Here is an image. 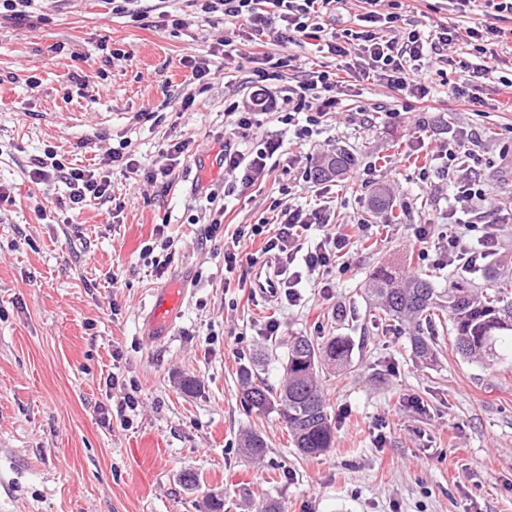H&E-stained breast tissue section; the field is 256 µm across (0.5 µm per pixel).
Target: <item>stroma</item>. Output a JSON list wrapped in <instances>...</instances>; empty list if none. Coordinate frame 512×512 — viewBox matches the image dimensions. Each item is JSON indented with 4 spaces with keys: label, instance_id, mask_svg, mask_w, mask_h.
I'll return each instance as SVG.
<instances>
[{
    "label": "stroma",
    "instance_id": "obj_1",
    "mask_svg": "<svg viewBox=\"0 0 512 512\" xmlns=\"http://www.w3.org/2000/svg\"><path fill=\"white\" fill-rule=\"evenodd\" d=\"M135 7L134 18L113 12L110 0H36L31 17L0 22V512H200L211 494L224 512H255L271 499L283 512H512V348L490 368L464 359L444 317L429 330L437 361H420L367 291L382 265L436 275L442 288L463 276L486 284L482 274L419 255L413 225L447 223L458 207L452 180L420 181L429 162L422 136L460 140L481 159L498 257L512 259V95L500 85L512 74V43L495 44L486 58L489 72L473 89L477 108L447 97L429 70V103L353 78L337 89L339 113L311 141L267 118L254 128L256 138L282 139L304 168L352 152L355 166L329 183L335 221L371 227L343 256L332 288L304 282L300 305L291 306L225 288L224 240L203 238L211 205L225 207L228 227L252 224L279 187L270 177L223 194L221 141L231 127L224 103L248 99L252 88L248 67L225 63L216 50L222 13L185 0ZM163 10L183 15L184 26L156 27ZM403 15L425 32L481 20L447 0H411ZM190 57L208 58L206 87L190 83ZM191 95L196 104L185 107ZM149 112L164 121H147ZM184 139L191 151L167 192L108 167L115 202L74 210L63 178L35 184L28 174L45 150L88 169L98 148L121 141L151 168L168 141ZM381 188L391 209L372 204ZM158 224L180 250L160 278L139 257ZM176 285L183 302L160 339L149 322L153 296ZM271 319L279 335H265ZM301 335L354 344L346 371L320 375L334 445L316 458L301 455L276 414L248 411L238 384L241 366L261 354L264 378L278 384L286 340ZM112 373L140 389L126 425L119 394L106 385ZM185 377L197 380L196 392H183ZM245 429L268 443L261 464L239 452ZM187 470L199 477L195 488L181 481Z\"/></svg>",
    "mask_w": 512,
    "mask_h": 512
}]
</instances>
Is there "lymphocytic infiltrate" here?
<instances>
[{
	"mask_svg": "<svg viewBox=\"0 0 512 512\" xmlns=\"http://www.w3.org/2000/svg\"><path fill=\"white\" fill-rule=\"evenodd\" d=\"M200 4L203 12L222 13L225 24L237 27L250 47L247 55H240L231 38L222 40V51L227 60L246 58L251 66L252 81L257 98L250 101H232L224 108L233 116L232 135L249 137L258 116L275 114L278 122L292 126L300 141H309L317 132L324 117L336 111L339 100L335 94L339 73L355 74L363 79H376L406 96L422 101L430 90L422 76L423 68L437 69L447 75L449 68H459L468 80L481 79L487 74L486 65L454 59L449 51L457 42L470 46L472 53L484 55L490 44L505 39V32L495 21L502 13L512 14V0H453L459 7H480L485 19L478 25L458 31L440 26L431 35L420 30L401 31L403 0H359L362 8L359 28L342 32L327 31L324 20L347 9L350 0H186ZM321 42L328 54L340 58L338 72L326 69L306 71L302 68L296 47L307 40ZM296 72L295 84H289L285 95H276L275 89L287 82L289 72ZM186 140L170 142L163 150L166 167L142 171L139 161L124 148L108 147L99 156L100 166L122 164L126 172L143 173L150 184L169 189L172 162L178 161L189 150ZM432 165L422 167L419 178L429 182L431 177L455 178L457 197L463 213L469 215L464 231L440 230L438 225H415L413 235L421 243L420 256L436 265L463 264L464 268H479L481 262L498 250L495 227L489 220L491 211L484 184L478 173H462L459 146H439L433 149ZM224 169L231 175L228 190L250 187L266 180L274 171L288 174L295 170L297 158L281 141H266L263 145L244 151L225 144ZM59 174L69 189L68 199L74 205L93 200L112 198L111 182L98 169L68 167L57 151L50 150L35 157L29 177L33 182L44 180L48 173ZM310 172H303L300 181L280 186L278 198L272 199L269 216L253 224L238 225L230 241L224 244V280L232 282L243 266L241 243L262 239L263 254L272 255L282 269L280 286L289 305H297L298 285L304 276H318V286L330 288V273L336 267L340 254L359 242L368 232L365 224L347 226L334 223L330 207L317 204L303 208L287 203L293 190L311 183ZM322 228L323 234L313 247L305 241L312 227Z\"/></svg>",
	"mask_w": 512,
	"mask_h": 512,
	"instance_id": "f902f5d3",
	"label": "lymphocytic infiltrate"
}]
</instances>
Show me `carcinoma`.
I'll return each instance as SVG.
<instances>
[{
    "label": "carcinoma",
    "instance_id": "cac0c4a2",
    "mask_svg": "<svg viewBox=\"0 0 512 512\" xmlns=\"http://www.w3.org/2000/svg\"><path fill=\"white\" fill-rule=\"evenodd\" d=\"M354 165V156L341 149L317 166L313 177L329 180ZM369 292L377 299L384 318L408 326L412 352L420 359H435L434 339L424 335V328L444 309L452 324L455 350L473 362L491 364L499 358L498 343L512 341V295L495 284L476 288L460 281L440 288L432 275L399 278L381 266L371 275ZM352 351L351 342L342 336L324 345L307 336H291L279 387L269 385L250 367L241 369L243 403L258 414L276 413L301 453L323 455L334 443V427L318 373L326 365L339 369L349 366ZM240 449L248 459L261 462L267 443L259 433L247 430L242 433Z\"/></svg>",
    "mask_w": 512,
    "mask_h": 512
}]
</instances>
